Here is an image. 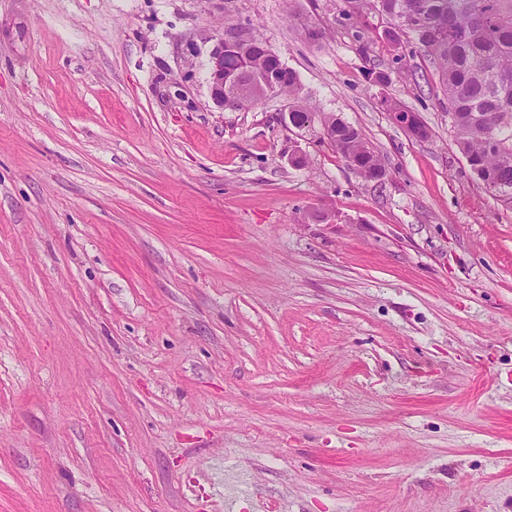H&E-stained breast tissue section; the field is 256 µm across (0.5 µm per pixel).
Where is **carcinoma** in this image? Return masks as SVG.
Listing matches in <instances>:
<instances>
[{
	"label": "carcinoma",
	"mask_w": 512,
	"mask_h": 512,
	"mask_svg": "<svg viewBox=\"0 0 512 512\" xmlns=\"http://www.w3.org/2000/svg\"><path fill=\"white\" fill-rule=\"evenodd\" d=\"M373 12L399 29L384 30L395 51L411 45L426 57L453 116L451 130L473 174L497 200L512 204V0H344L343 15ZM224 98L242 108L258 104L270 78L288 100L291 121L303 126L315 110L300 96L296 73L266 40L248 27L224 30ZM358 174L377 183L387 177L378 152L360 131L338 118L323 130Z\"/></svg>",
	"instance_id": "obj_1"
}]
</instances>
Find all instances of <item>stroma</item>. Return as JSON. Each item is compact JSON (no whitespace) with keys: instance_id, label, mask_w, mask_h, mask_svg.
<instances>
[{"instance_id":"35a3bbf8","label":"stroma","mask_w":512,"mask_h":512,"mask_svg":"<svg viewBox=\"0 0 512 512\" xmlns=\"http://www.w3.org/2000/svg\"><path fill=\"white\" fill-rule=\"evenodd\" d=\"M343 8L0 0V512H512V207ZM246 23L384 183L214 105ZM334 133L336 134L335 140ZM323 134L336 152L361 177L377 183L385 180L387 169L381 156L369 146L356 127L336 117V128L324 129Z\"/></svg>"}]
</instances>
